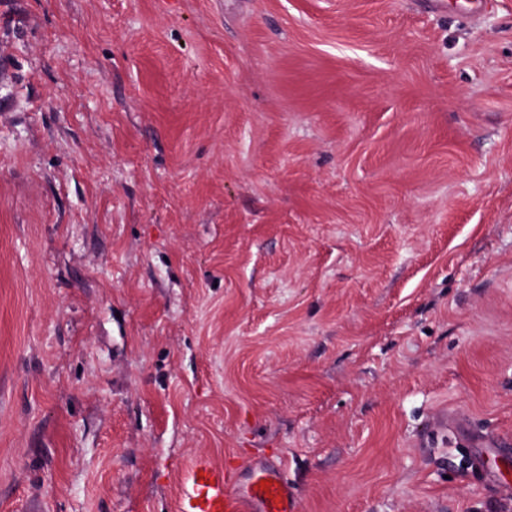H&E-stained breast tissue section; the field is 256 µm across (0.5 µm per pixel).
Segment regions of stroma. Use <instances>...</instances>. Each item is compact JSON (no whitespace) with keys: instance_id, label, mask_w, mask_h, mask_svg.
<instances>
[{"instance_id":"stroma-1","label":"stroma","mask_w":512,"mask_h":512,"mask_svg":"<svg viewBox=\"0 0 512 512\" xmlns=\"http://www.w3.org/2000/svg\"><path fill=\"white\" fill-rule=\"evenodd\" d=\"M0 0V512H512V0ZM470 455V468L485 475L487 482L496 488L501 495L512 497V480L502 471L490 464L489 457L497 458L508 448H482L479 443L473 445ZM264 481V485H261ZM266 481L270 485H266ZM301 503L278 465L256 473L242 487L237 474L206 460L194 463L180 512H300Z\"/></svg>"}]
</instances>
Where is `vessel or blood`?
<instances>
[{"label": "vessel or blood", "instance_id": "vessel-or-blood-1", "mask_svg": "<svg viewBox=\"0 0 512 512\" xmlns=\"http://www.w3.org/2000/svg\"><path fill=\"white\" fill-rule=\"evenodd\" d=\"M499 454L496 448L474 446L470 467L482 473L501 495L512 497V479L490 463ZM180 512H301V503L280 468L263 469L243 487L236 473L201 460L191 469Z\"/></svg>", "mask_w": 512, "mask_h": 512}]
</instances>
